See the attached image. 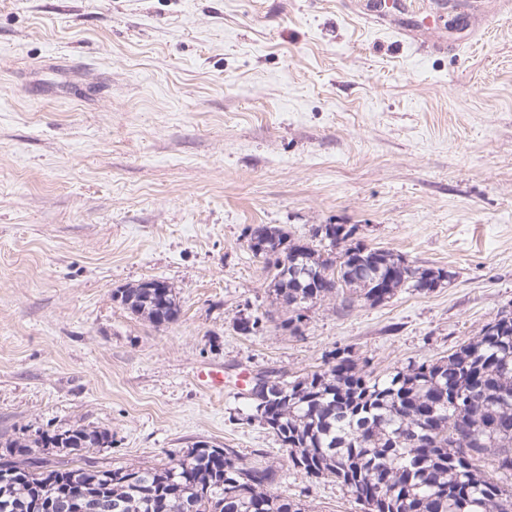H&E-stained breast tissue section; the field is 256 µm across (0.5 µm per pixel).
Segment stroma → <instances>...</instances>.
<instances>
[{"mask_svg":"<svg viewBox=\"0 0 512 512\" xmlns=\"http://www.w3.org/2000/svg\"><path fill=\"white\" fill-rule=\"evenodd\" d=\"M371 2L0 0L1 441L105 428L101 467L207 441L278 462L308 512H363L288 469L242 382L338 348L378 373L432 360L512 310V5L466 30L420 0L424 52ZM256 224H354L452 283L244 336L271 307ZM151 278L182 307L166 329L112 300Z\"/></svg>","mask_w":512,"mask_h":512,"instance_id":"1","label":"stroma"}]
</instances>
